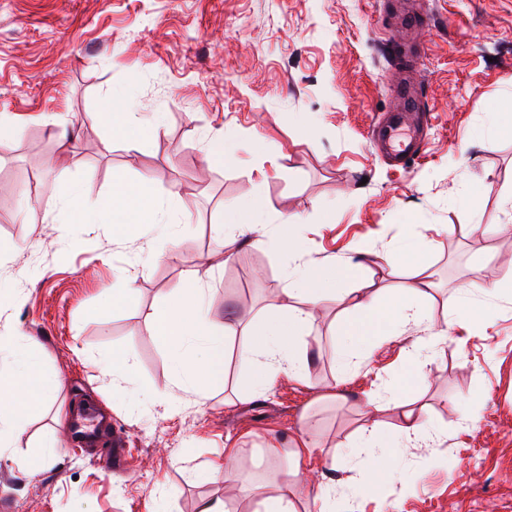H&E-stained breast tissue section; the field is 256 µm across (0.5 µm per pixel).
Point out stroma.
Segmentation results:
<instances>
[{
    "mask_svg": "<svg viewBox=\"0 0 512 512\" xmlns=\"http://www.w3.org/2000/svg\"><path fill=\"white\" fill-rule=\"evenodd\" d=\"M404 11L428 16L414 30L428 129L402 170L384 162L371 130L400 106ZM508 92L512 0H0V326L28 336L61 381L26 415L13 462L0 465L9 512H197L214 497L229 512H252L240 482L191 472L223 461L231 439L249 476L274 481L277 466L262 453L270 439L294 435L307 417L323 446L351 442L369 396L408 370L413 330L342 371V314L329 299L307 339L306 381L283 376L251 398L253 369L233 340L223 386L205 399L174 389L169 349L149 317L191 276H202L219 332L288 303L295 260L260 235L231 245L228 262L213 259L216 225L247 194L271 223L302 217L305 260L363 259L379 288L399 287L408 265L384 272L376 255L424 237L435 328L446 326L459 286L476 301L471 327L449 328L403 391L428 404L439 441L402 449L378 495L361 492L362 466L337 465L338 512H512V207L503 203L512 132L494 122ZM113 112L160 123L130 150L91 120ZM224 140L230 159H209ZM117 179L144 182L163 205L181 197L188 214L174 217L173 237L151 225L119 237L108 224L70 223L61 194L75 186L91 203ZM475 186L478 210L467 203ZM27 206L37 223L22 219ZM124 271L134 292L116 308ZM115 350L129 355L133 375L100 371ZM87 402L118 425L129 472L102 476L111 444L72 450L66 418ZM44 440L56 456L28 475L27 457Z\"/></svg>",
    "mask_w": 512,
    "mask_h": 512,
    "instance_id": "1",
    "label": "stroma"
}]
</instances>
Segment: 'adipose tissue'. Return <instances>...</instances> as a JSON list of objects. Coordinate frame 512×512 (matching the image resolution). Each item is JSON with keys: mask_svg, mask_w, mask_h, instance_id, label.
Wrapping results in <instances>:
<instances>
[{"mask_svg": "<svg viewBox=\"0 0 512 512\" xmlns=\"http://www.w3.org/2000/svg\"><path fill=\"white\" fill-rule=\"evenodd\" d=\"M62 208L77 224H110L120 233H133L143 224H159L158 209L144 183L116 180L105 201L95 205L84 203L79 190L60 197ZM299 215L281 218L276 228H269L264 211L252 198L242 199L231 220L221 225V240L234 243L246 232L256 231L265 237L266 245L291 256L300 255L303 241L296 228ZM352 261H338L316 266L304 263L288 275L287 295L290 305L284 313H261L246 324L239 359L252 365L256 377L252 395L270 391L278 375L304 381L308 372V353L301 341L305 330L315 320L321 304L336 295L334 285L339 274L356 271ZM433 286L427 263L412 267V279L393 295L371 291L369 284L348 289L341 294L353 314L348 317L341 344L336 350L340 369H348L366 358L372 342L390 340L410 329L428 323L424 307ZM209 297L198 280L179 289L167 307L151 317L152 334L164 340L170 349L176 386L179 390L205 396L224 383V354L235 331L225 326L216 333L207 319ZM7 352L17 369L0 373V462L13 459L12 437L23 413L48 403L59 387L55 376L47 374L29 348L25 336H0V352ZM400 383H392L387 391L390 402L399 411L400 423L393 433H385L380 423L365 418L359 427L360 441L353 452L365 468L367 484H375L398 468L396 449L418 447L433 442L437 436L426 407H412L399 394ZM269 459L286 461L280 472L278 490L259 495L255 512H298L297 491L302 485L303 465L313 456H321L325 466H335L336 453L321 448L309 425H301L287 445L271 441L265 448Z\"/></svg>", "mask_w": 512, "mask_h": 512, "instance_id": "adipose-tissue-1", "label": "adipose tissue"}]
</instances>
